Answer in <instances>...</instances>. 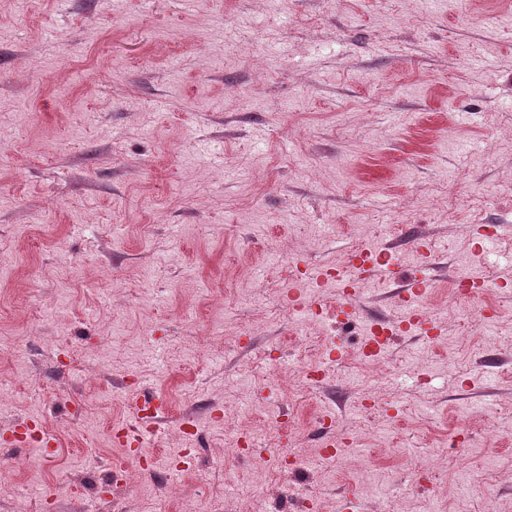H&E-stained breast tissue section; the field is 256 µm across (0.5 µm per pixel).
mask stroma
<instances>
[{
  "label": "stroma",
  "mask_w": 512,
  "mask_h": 512,
  "mask_svg": "<svg viewBox=\"0 0 512 512\" xmlns=\"http://www.w3.org/2000/svg\"><path fill=\"white\" fill-rule=\"evenodd\" d=\"M490 224H512V0H0V432L42 416L59 487L30 496L0 442V512H83L123 456L113 426L156 395L168 512H255V485L290 512H512V293L482 294L490 337L455 288L500 277ZM379 243L431 263L446 333L401 330L367 280L395 340L330 359L336 286L301 334L288 293ZM329 415L352 442L325 471ZM243 431L309 467L275 479L227 450Z\"/></svg>",
  "instance_id": "obj_1"
}]
</instances>
